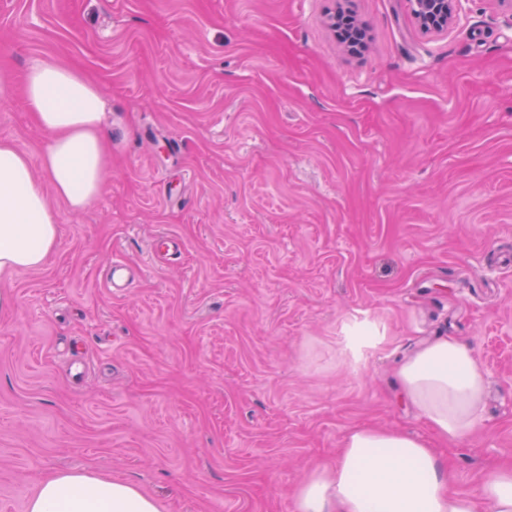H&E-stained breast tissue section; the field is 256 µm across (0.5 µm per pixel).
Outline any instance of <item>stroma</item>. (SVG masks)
I'll return each instance as SVG.
<instances>
[{"label":"stroma","mask_w":512,"mask_h":512,"mask_svg":"<svg viewBox=\"0 0 512 512\" xmlns=\"http://www.w3.org/2000/svg\"><path fill=\"white\" fill-rule=\"evenodd\" d=\"M44 57L104 81L112 164L83 211L54 201L41 268L0 275V512L73 470L160 512H293L349 430L430 438L396 369L437 336L488 373L484 431L440 447L454 483L512 464V13L0 0V138L34 160ZM163 235L181 254L153 256ZM412 11L421 24L438 30L448 29L456 0H411Z\"/></svg>","instance_id":"1"}]
</instances>
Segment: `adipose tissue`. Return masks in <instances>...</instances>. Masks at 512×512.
<instances>
[{"instance_id": "1", "label": "adipose tissue", "mask_w": 512, "mask_h": 512, "mask_svg": "<svg viewBox=\"0 0 512 512\" xmlns=\"http://www.w3.org/2000/svg\"><path fill=\"white\" fill-rule=\"evenodd\" d=\"M23 91L47 142L34 161L0 140V275L45 263L59 238L53 200L86 208L102 194L112 159L102 80L48 57L27 70ZM396 375L433 439L452 444L482 430L487 373L469 346L448 336L425 342ZM431 441L399 429L348 431L335 460L310 467L294 512H512V468L490 469L477 491L456 488ZM26 512L159 509L128 483L70 471L44 480Z\"/></svg>"}]
</instances>
